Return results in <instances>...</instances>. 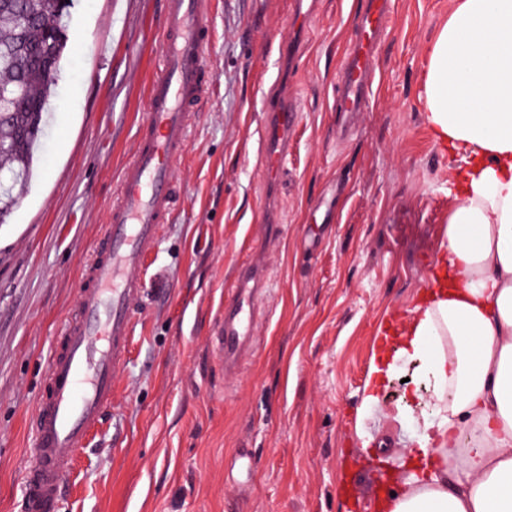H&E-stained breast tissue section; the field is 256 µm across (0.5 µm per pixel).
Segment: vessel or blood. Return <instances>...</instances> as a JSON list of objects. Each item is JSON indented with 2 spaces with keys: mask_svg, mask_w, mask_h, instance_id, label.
Returning <instances> with one entry per match:
<instances>
[{
  "mask_svg": "<svg viewBox=\"0 0 512 512\" xmlns=\"http://www.w3.org/2000/svg\"><path fill=\"white\" fill-rule=\"evenodd\" d=\"M208 0H166L158 38L160 74L148 88V110L124 166L103 234L84 263L75 308L53 341L43 390L30 420V464L23 474L27 512H57L67 469L112 405L127 359L144 283L138 272L153 254L178 200L174 171L189 143L193 108L207 89ZM391 0H367L361 37L349 50L336 88L342 112L364 111L368 79L390 16ZM261 161L275 173L288 153L297 114L287 95L264 102ZM259 277L248 266L224 308L217 342L224 367H239L255 345Z\"/></svg>",
  "mask_w": 512,
  "mask_h": 512,
  "instance_id": "vessel-or-blood-1",
  "label": "vessel or blood"
}]
</instances>
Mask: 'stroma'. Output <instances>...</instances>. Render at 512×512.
Instances as JSON below:
<instances>
[{
	"mask_svg": "<svg viewBox=\"0 0 512 512\" xmlns=\"http://www.w3.org/2000/svg\"><path fill=\"white\" fill-rule=\"evenodd\" d=\"M362 0H210L209 92L175 170L182 189L141 277L112 406L58 512H378L345 491L398 467L432 391L401 367L362 403L374 350L397 345L442 252L462 164L425 122L428 51L456 0H392L367 112L339 139L336 75ZM164 0H74L30 185L0 224V512H25L28 426L53 339L130 160ZM297 113L278 179L259 159L263 101ZM321 239L310 250L312 236ZM261 253L257 344L228 375L216 332L237 268ZM256 461L234 482L239 449Z\"/></svg>",
	"mask_w": 512,
	"mask_h": 512,
	"instance_id": "1",
	"label": "stroma"
}]
</instances>
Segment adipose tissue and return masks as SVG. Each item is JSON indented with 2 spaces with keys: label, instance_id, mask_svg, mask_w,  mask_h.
I'll return each instance as SVG.
<instances>
[{
  "label": "adipose tissue",
  "instance_id": "1",
  "mask_svg": "<svg viewBox=\"0 0 512 512\" xmlns=\"http://www.w3.org/2000/svg\"><path fill=\"white\" fill-rule=\"evenodd\" d=\"M425 121L463 166L400 357L431 381L381 512H512V0H457L429 49Z\"/></svg>",
  "mask_w": 512,
  "mask_h": 512
}]
</instances>
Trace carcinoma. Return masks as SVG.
I'll list each match as a JSON object with an SVG mask.
<instances>
[{
    "mask_svg": "<svg viewBox=\"0 0 512 512\" xmlns=\"http://www.w3.org/2000/svg\"><path fill=\"white\" fill-rule=\"evenodd\" d=\"M70 5L48 0H0V86L20 87L21 99L0 112V159L15 175L0 187V216L5 217L28 188L33 148L43 135L44 113L56 83L47 80L42 58L48 41L58 57L68 44Z\"/></svg>",
    "mask_w": 512,
    "mask_h": 512,
    "instance_id": "obj_1",
    "label": "carcinoma"
}]
</instances>
